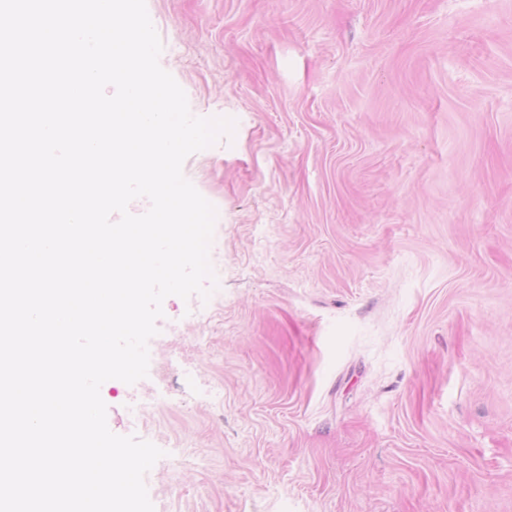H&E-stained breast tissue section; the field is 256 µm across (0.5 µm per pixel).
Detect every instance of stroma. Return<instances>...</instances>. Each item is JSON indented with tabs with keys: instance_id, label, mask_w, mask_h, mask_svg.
Masks as SVG:
<instances>
[{
	"instance_id": "obj_1",
	"label": "stroma",
	"mask_w": 512,
	"mask_h": 512,
	"mask_svg": "<svg viewBox=\"0 0 512 512\" xmlns=\"http://www.w3.org/2000/svg\"><path fill=\"white\" fill-rule=\"evenodd\" d=\"M146 7L191 112L236 122L183 164L224 282L163 302L193 373L154 507L512 512V0ZM150 384L102 385L112 432Z\"/></svg>"
}]
</instances>
